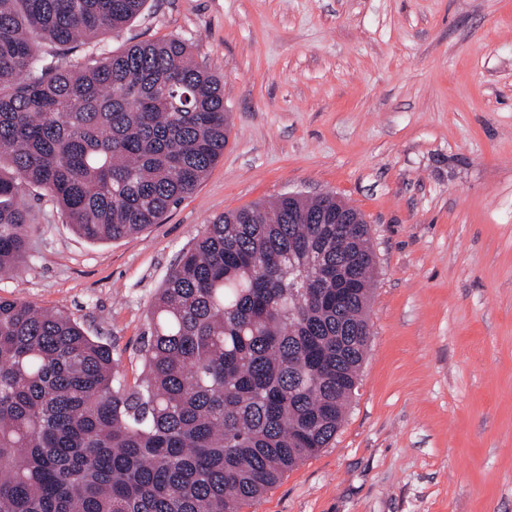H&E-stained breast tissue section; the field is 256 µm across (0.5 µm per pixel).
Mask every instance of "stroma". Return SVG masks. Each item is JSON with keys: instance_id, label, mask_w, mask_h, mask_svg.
I'll return each instance as SVG.
<instances>
[{"instance_id": "stroma-1", "label": "stroma", "mask_w": 512, "mask_h": 512, "mask_svg": "<svg viewBox=\"0 0 512 512\" xmlns=\"http://www.w3.org/2000/svg\"><path fill=\"white\" fill-rule=\"evenodd\" d=\"M176 37L218 75L223 156L164 223L91 242L32 188L0 297L142 376L151 304L206 224L288 193L370 226L371 336L327 448L244 512H512V0H146L98 40Z\"/></svg>"}]
</instances>
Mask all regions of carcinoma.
I'll list each match as a JSON object with an SVG mask.
<instances>
[{"mask_svg": "<svg viewBox=\"0 0 512 512\" xmlns=\"http://www.w3.org/2000/svg\"><path fill=\"white\" fill-rule=\"evenodd\" d=\"M146 0H0V274L40 189L89 241L160 224L223 155L221 81L182 39L72 65ZM325 196L227 212L151 305L130 386L112 343L0 298V512H243L327 447L370 336L369 225Z\"/></svg>", "mask_w": 512, "mask_h": 512, "instance_id": "1", "label": "carcinoma"}]
</instances>
